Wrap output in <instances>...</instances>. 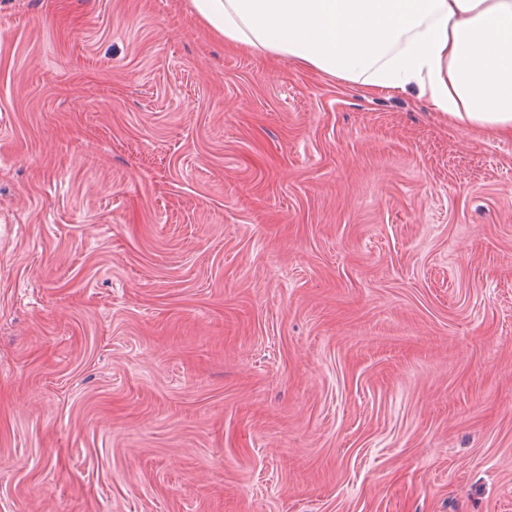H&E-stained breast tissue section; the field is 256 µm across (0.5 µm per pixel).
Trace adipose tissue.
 <instances>
[{
  "instance_id": "ef3b65f1",
  "label": "adipose tissue",
  "mask_w": 512,
  "mask_h": 512,
  "mask_svg": "<svg viewBox=\"0 0 512 512\" xmlns=\"http://www.w3.org/2000/svg\"><path fill=\"white\" fill-rule=\"evenodd\" d=\"M225 44L512 137V0H192Z\"/></svg>"
}]
</instances>
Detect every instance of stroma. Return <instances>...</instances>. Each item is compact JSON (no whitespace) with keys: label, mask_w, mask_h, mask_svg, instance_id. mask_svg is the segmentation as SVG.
<instances>
[{"label":"stroma","mask_w":512,"mask_h":512,"mask_svg":"<svg viewBox=\"0 0 512 512\" xmlns=\"http://www.w3.org/2000/svg\"><path fill=\"white\" fill-rule=\"evenodd\" d=\"M0 512H512V139L0 0Z\"/></svg>","instance_id":"obj_1"}]
</instances>
